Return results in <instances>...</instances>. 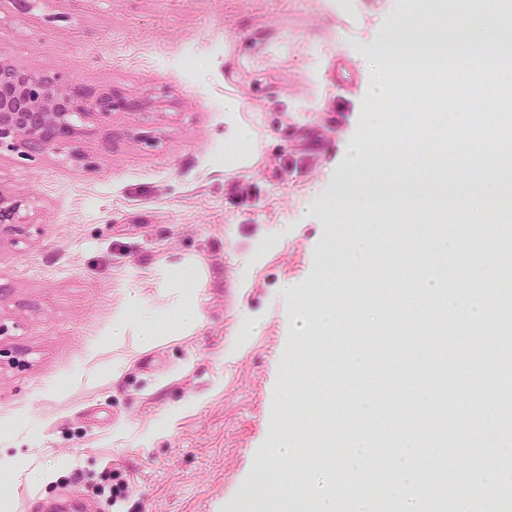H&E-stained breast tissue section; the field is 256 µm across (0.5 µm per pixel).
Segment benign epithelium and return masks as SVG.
<instances>
[{
	"label": "benign epithelium",
	"instance_id": "benign-epithelium-1",
	"mask_svg": "<svg viewBox=\"0 0 512 512\" xmlns=\"http://www.w3.org/2000/svg\"><path fill=\"white\" fill-rule=\"evenodd\" d=\"M112 94L93 97L55 76L13 65L0 53V144L25 153L44 152L67 142L74 121L112 116ZM23 200L0 191V228L23 223Z\"/></svg>",
	"mask_w": 512,
	"mask_h": 512
}]
</instances>
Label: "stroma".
I'll list each match as a JSON object with an SVG mask.
<instances>
[{"label":"stroma","mask_w":512,"mask_h":512,"mask_svg":"<svg viewBox=\"0 0 512 512\" xmlns=\"http://www.w3.org/2000/svg\"><path fill=\"white\" fill-rule=\"evenodd\" d=\"M399 15L400 0H0V50L15 66L116 103L59 148L0 147V191L24 201L20 229L0 232V463L16 473L0 512L63 500L78 512H248L266 465L315 473L350 498L363 482L343 460L350 431L377 434L391 466L406 429L360 420L348 399L415 400L414 427L427 430L442 363L457 411L442 447L420 448V480L441 458L462 476L495 471L507 441L490 388L512 373V353L476 358L500 331L495 315L444 356L423 312L374 366L353 375L346 365L410 308L403 284L417 275L403 226L469 225L472 238L448 258L458 278L486 257L485 220L433 191L330 221L346 146L371 130L367 58ZM233 129L247 137L242 165ZM381 224L392 245L367 273L335 270L336 287L353 291L336 300L335 335L296 354L301 300L326 271L330 239ZM190 260L203 265L196 329L147 343L132 326L113 342L130 297L146 316L170 313ZM416 349L427 364L393 381ZM287 415L329 428L282 464L269 448ZM468 435L495 448L481 467L453 446ZM324 448L333 465L319 460ZM116 471L127 485L117 500Z\"/></svg>","instance_id":"35a3bbf8"}]
</instances>
